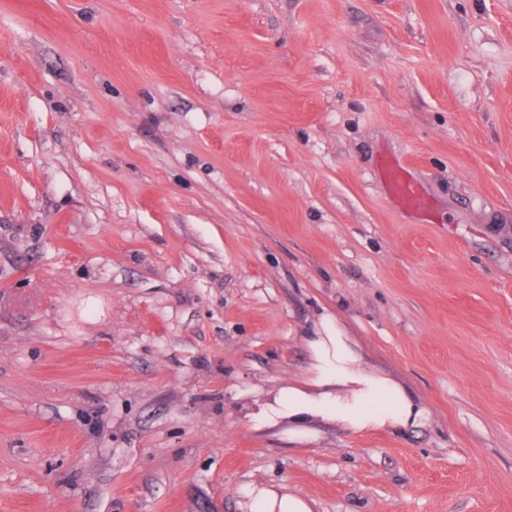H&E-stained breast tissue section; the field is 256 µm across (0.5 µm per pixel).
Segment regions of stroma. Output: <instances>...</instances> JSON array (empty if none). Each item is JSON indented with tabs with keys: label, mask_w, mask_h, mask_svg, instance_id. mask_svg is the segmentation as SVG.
<instances>
[{
	"label": "stroma",
	"mask_w": 512,
	"mask_h": 512,
	"mask_svg": "<svg viewBox=\"0 0 512 512\" xmlns=\"http://www.w3.org/2000/svg\"><path fill=\"white\" fill-rule=\"evenodd\" d=\"M326 314L423 425L247 421ZM271 483L512 512V0H0V512ZM403 168L388 165L385 168L392 196L406 209L418 211L425 207L426 199L418 184L402 174Z\"/></svg>",
	"instance_id": "1"
}]
</instances>
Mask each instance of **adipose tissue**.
Masks as SVG:
<instances>
[{
	"mask_svg": "<svg viewBox=\"0 0 512 512\" xmlns=\"http://www.w3.org/2000/svg\"><path fill=\"white\" fill-rule=\"evenodd\" d=\"M304 341L307 376L255 398L247 413L255 427H280L289 440L301 441L315 437L316 424L324 422L352 434H395L427 420L424 404L392 375L367 365L352 336L331 318H321ZM245 496L250 512H314L312 500L274 487L251 486Z\"/></svg>",
	"mask_w": 512,
	"mask_h": 512,
	"instance_id": "1",
	"label": "adipose tissue"
}]
</instances>
